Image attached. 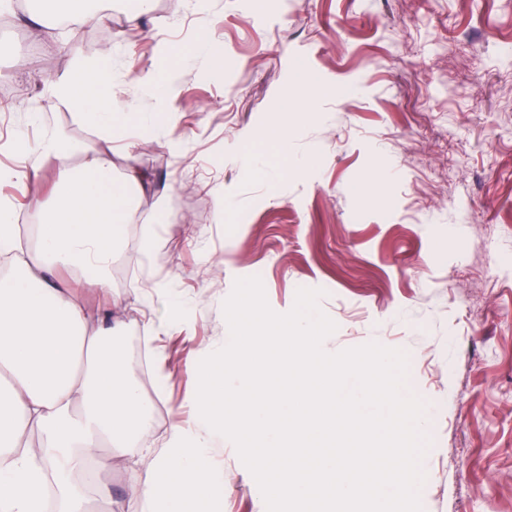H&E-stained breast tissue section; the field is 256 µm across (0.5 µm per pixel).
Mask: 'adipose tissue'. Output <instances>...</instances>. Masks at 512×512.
<instances>
[{
	"instance_id": "1",
	"label": "adipose tissue",
	"mask_w": 512,
	"mask_h": 512,
	"mask_svg": "<svg viewBox=\"0 0 512 512\" xmlns=\"http://www.w3.org/2000/svg\"><path fill=\"white\" fill-rule=\"evenodd\" d=\"M111 85L108 52L49 85L55 102L79 111L104 137L76 150L78 166L58 170L52 203L31 197L36 246L20 238L10 203H0V251L13 254L15 267L0 276V508L8 512H45L49 497L55 512H90L94 500L111 505L103 488L92 498L77 494L71 476L98 451L125 456L153 414L117 356L114 327L53 277L70 268L86 273L87 287L109 289L118 228L132 192L148 183L136 166L115 169L112 128L139 116L109 96ZM13 147L22 165L1 167L0 181L38 180L44 160L75 151L57 135L33 146L20 136ZM233 320L239 325L235 346L192 392L197 423L173 429L167 453L133 486L124 512L218 508L224 473L211 464L209 450L228 432L253 449L255 468L297 512H336L337 501L366 495L376 512H389L387 485L373 480V458L352 467L331 449L292 461L288 435L323 442L339 419L370 431L387 428L408 406L397 397L377 401L366 383L399 373V359L356 356L322 366L318 344L327 331L324 323L301 313L273 323L249 291L240 296Z\"/></svg>"
}]
</instances>
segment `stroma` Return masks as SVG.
<instances>
[{
    "label": "stroma",
    "instance_id": "35a3bbf8",
    "mask_svg": "<svg viewBox=\"0 0 512 512\" xmlns=\"http://www.w3.org/2000/svg\"><path fill=\"white\" fill-rule=\"evenodd\" d=\"M187 2L153 0L139 23L128 0L105 5L113 94L138 113L168 110L176 132L143 123L112 137L116 168L138 166L149 186L139 222L122 225L109 292L57 275L120 322L132 379L142 337L163 367L165 421L98 483L126 500L172 427L195 424L197 375L237 335L228 315L251 288L273 322L299 309L322 320V360L401 359L395 380L372 387L399 386L413 423L372 438L343 422L335 432L349 465L378 455L382 482L397 460L379 449L411 445L418 488L394 512H512V0ZM86 31L15 14L0 32V77L13 84L1 132L99 139L48 95V80L98 60L81 46ZM202 31L210 50L196 46ZM160 40L185 71L172 104L129 77L163 69ZM300 61L314 94L296 93ZM272 125L287 127V148ZM160 193L169 211L155 219ZM252 455L229 437L212 449L220 512H279Z\"/></svg>",
    "mask_w": 512,
    "mask_h": 512
}]
</instances>
